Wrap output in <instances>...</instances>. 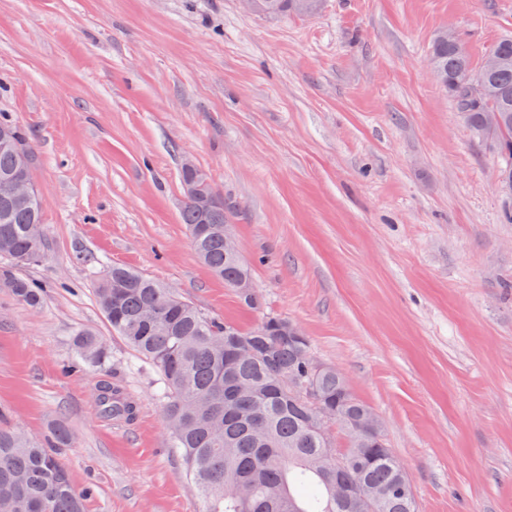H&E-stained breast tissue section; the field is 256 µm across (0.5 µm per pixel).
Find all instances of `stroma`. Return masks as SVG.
<instances>
[{"label": "stroma", "mask_w": 512, "mask_h": 512, "mask_svg": "<svg viewBox=\"0 0 512 512\" xmlns=\"http://www.w3.org/2000/svg\"><path fill=\"white\" fill-rule=\"evenodd\" d=\"M473 64L512 0H323L268 17L240 0H0V113L31 147L45 256L0 289V411L43 438L85 512H203L168 446L157 375L95 295L112 265L241 329L298 325L384 422L418 512H512V194L432 74L436 33ZM223 195L263 310L198 259L181 169ZM86 330L105 370L64 373ZM110 375L134 399L101 418Z\"/></svg>", "instance_id": "35a3bbf8"}]
</instances>
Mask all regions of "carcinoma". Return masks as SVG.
<instances>
[{
  "label": "carcinoma",
  "instance_id": "carcinoma-1",
  "mask_svg": "<svg viewBox=\"0 0 512 512\" xmlns=\"http://www.w3.org/2000/svg\"><path fill=\"white\" fill-rule=\"evenodd\" d=\"M300 13L296 0H260L257 13ZM493 50L508 64L487 78L483 104L469 112L471 126L486 112L502 123L490 145L502 158L497 177L512 181V39ZM430 61L456 110L458 83L473 66L458 37L438 33ZM0 177L14 173L19 154L30 152L20 129L0 119ZM10 145H3V140ZM194 250L209 269L233 288L250 275L242 261L224 257L228 209L184 203L181 213ZM41 208L0 201V288L31 308L42 304V288L17 269L44 256ZM96 300L112 331L158 375L170 447L182 460L204 502V512H361L364 495L378 498L376 512H417L409 474L388 444L363 446L362 418L374 409L354 397L336 368L317 369L307 336L288 335V320L262 315L243 332L234 324L205 316L174 290L123 266H113L96 283ZM76 358L70 371L106 367L111 352L89 331L73 337ZM320 396L314 402L292 395L282 378ZM100 414L130 419L135 406L107 379L99 382ZM346 438L339 451L332 427ZM339 451L344 467L326 460ZM77 490L56 453L42 441L0 420V512H84L91 494Z\"/></svg>",
  "mask_w": 512,
  "mask_h": 512
}]
</instances>
